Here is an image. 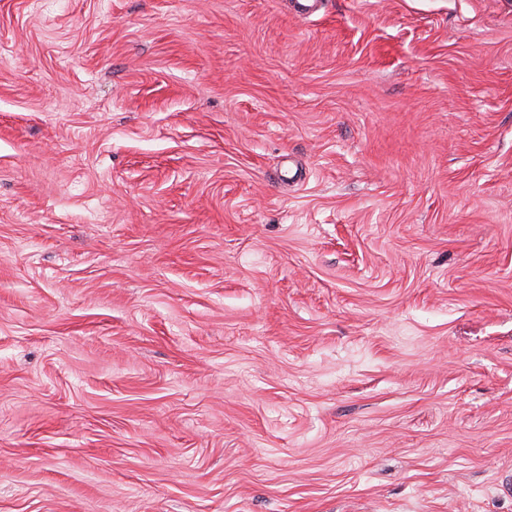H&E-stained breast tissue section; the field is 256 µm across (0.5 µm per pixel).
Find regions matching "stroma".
Masks as SVG:
<instances>
[{"label": "stroma", "mask_w": 512, "mask_h": 512, "mask_svg": "<svg viewBox=\"0 0 512 512\" xmlns=\"http://www.w3.org/2000/svg\"><path fill=\"white\" fill-rule=\"evenodd\" d=\"M0 0V512H512V0Z\"/></svg>", "instance_id": "obj_1"}]
</instances>
